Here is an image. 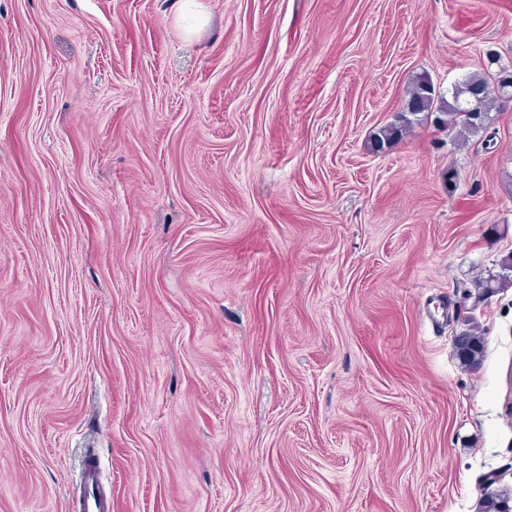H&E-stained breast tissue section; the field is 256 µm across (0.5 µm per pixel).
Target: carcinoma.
<instances>
[{"mask_svg": "<svg viewBox=\"0 0 512 512\" xmlns=\"http://www.w3.org/2000/svg\"><path fill=\"white\" fill-rule=\"evenodd\" d=\"M490 78L479 73H472L456 84L449 97L436 94L432 81L428 78L416 80L409 90V99L406 109L398 117L397 122L383 126L379 129L372 142L373 150L377 151L385 146L401 140L413 128L415 116L421 113L437 115L435 125L441 129L455 133L462 141L471 136L485 133L496 122L500 111V98L488 91ZM480 88L485 91L478 103V110L483 112L480 121L471 118L470 113L463 110L462 102L468 96V89ZM501 273L491 274L477 281V287L484 294L494 293L512 284V253L500 260ZM472 344L465 354H456L461 366L475 371L480 368L484 358V338L480 328L474 320H469V327L462 331ZM512 496L500 491L487 490L479 501L478 512H507L509 506L507 499Z\"/></svg>", "mask_w": 512, "mask_h": 512, "instance_id": "cac0c4a2", "label": "carcinoma"}]
</instances>
